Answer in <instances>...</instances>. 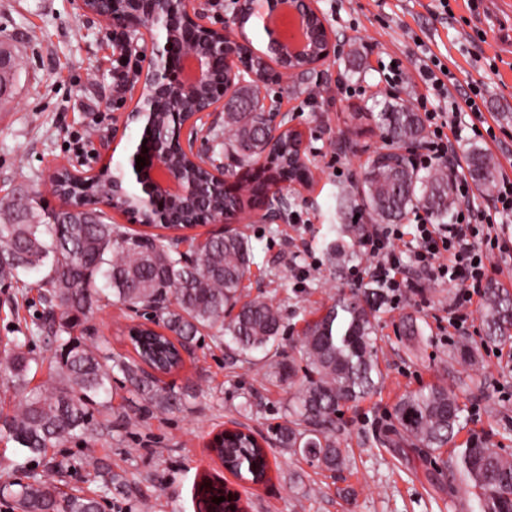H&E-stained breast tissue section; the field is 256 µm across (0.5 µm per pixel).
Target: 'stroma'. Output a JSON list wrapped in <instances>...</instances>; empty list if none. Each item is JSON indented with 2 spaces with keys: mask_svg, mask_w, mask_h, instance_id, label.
<instances>
[{
  "mask_svg": "<svg viewBox=\"0 0 512 512\" xmlns=\"http://www.w3.org/2000/svg\"><path fill=\"white\" fill-rule=\"evenodd\" d=\"M339 50L317 79L284 77L260 94L266 104L290 113L309 145V186L288 189L287 220L269 224L260 204L245 203L234 230L247 233L256 264L244 282L250 296L266 295L282 310L287 337L298 339L340 292L372 287L359 272L367 259L357 254L339 261L328 253L333 224L353 223L359 209L356 185L373 152L382 149L378 105L417 109L420 60L434 57L454 75L453 101L463 102L478 87V111L458 114L462 132L456 163L468 176L472 150L489 154L498 173L512 177V0H317ZM0 41L20 59L11 95L0 98V199L25 194L47 199L55 165L87 170L103 160L128 167L135 136L126 133L111 154L109 139L117 114L112 96L121 70L112 49V32L98 19L80 15L74 0H0ZM402 61L405 84L389 91L382 63ZM456 289L433 283L423 294H406L380 314L379 361L385 374L380 394L343 410L337 421L342 447L351 451L347 469L326 476L286 449L267 445L269 471L258 486L224 471L208 448L212 432L240 419L237 410L251 402L243 420L255 434L270 436L288 416L295 390L266 376L259 366L234 360L223 342L203 334L178 370L162 383L184 392L177 408L146 410L122 375L112 380L115 411L134 425L111 432L92 429L83 439L65 442L47 455L63 462L62 471L42 469L60 491L98 492L84 465L86 453L125 479L108 512H195V486L202 475L234 487L247 512H462L468 496L441 458L418 449L383 443L397 428L393 407L405 392L437 383L463 386L466 430L491 435L512 453V360L498 346L484 343L481 306L472 309L470 328L449 335L442 320ZM43 310L40 288L32 283L0 296V338L14 336ZM426 328L419 347L399 332L407 316ZM141 318L117 303L90 313L84 337L127 357L134 351L131 326ZM477 346L480 360L470 363L463 348Z\"/></svg>",
  "mask_w": 512,
  "mask_h": 512,
  "instance_id": "1",
  "label": "stroma"
}]
</instances>
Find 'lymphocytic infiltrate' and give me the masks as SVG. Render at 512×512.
Segmentation results:
<instances>
[{"mask_svg":"<svg viewBox=\"0 0 512 512\" xmlns=\"http://www.w3.org/2000/svg\"><path fill=\"white\" fill-rule=\"evenodd\" d=\"M463 106L476 109L475 98L469 96L463 104H452L447 114L429 112L426 151L418 158V166L426 169L450 159L454 146L448 132L455 129L454 114ZM455 194L458 204L451 224H432L426 217H419L415 235L417 245L411 252L412 265H405L402 259L405 240L400 225H371L362 240V247L369 259L366 270L383 288L390 304H398L404 293L422 292L431 282L448 280L456 283L458 292L453 306L448 309V325L462 333L469 320L467 307L475 296L481 295L487 278V250L499 245L494 222L496 218L512 216V179H502L488 211L474 204L467 181H457Z\"/></svg>","mask_w":512,"mask_h":512,"instance_id":"obj_1","label":"lymphocytic infiltrate"}]
</instances>
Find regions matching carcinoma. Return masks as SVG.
I'll list each match as a JSON object with an SVG mask.
<instances>
[{"mask_svg": "<svg viewBox=\"0 0 512 512\" xmlns=\"http://www.w3.org/2000/svg\"><path fill=\"white\" fill-rule=\"evenodd\" d=\"M253 91L240 90V108L224 113V148L258 149L264 142L261 113L253 112ZM390 145L418 143L424 139L420 113L392 105L378 114ZM279 177L300 178L289 150L276 155ZM181 165L195 184V194L181 200L179 209L200 221L211 210L232 212L243 207V195H227L214 186L209 173L182 158ZM474 181L490 188L496 165L479 150L469 155ZM265 182L254 176L242 186L255 202L264 195ZM362 210L388 222L402 219L414 208H423L441 222L454 206L447 167L441 165L422 175L396 164L392 153H380L370 162L359 190ZM56 222L34 200L12 198L0 207V287H13L21 277L41 272L44 313L41 331L59 334L50 363L53 384L29 387L32 370L40 362L31 356L33 330L14 336L0 346V383L13 391L12 412L0 411V438L14 442L20 456L0 459V471L23 477L0 483V497L12 501L16 512H98L99 499L84 494L64 495L52 483L27 471V462L46 457L47 449L83 437L92 425L112 424V375L121 373L131 393L155 410L168 411L182 403L184 394L160 384L143 368L148 365L169 374L182 363L179 348L190 346L204 331H215L242 360L260 363L265 374L291 383L296 366L304 375L288 409V420L273 428L275 442L301 455L316 468L336 472L347 465L346 449L336 435L341 409L356 405L376 393L384 380L378 362L377 314L385 304L380 288H352L339 295L319 319L307 324L299 342L284 346L280 307L269 297L243 294V281L254 263L249 238L241 232L210 237L200 257L184 259L178 241L169 235H142L104 216L60 211ZM364 235V222L343 224L329 249L348 258ZM350 241H345L344 237ZM128 308L152 313L160 333L143 325L130 335L138 359L112 355L104 344H87L73 332L82 326L93 305L104 298ZM482 318L486 340L512 341V296L491 287L486 290ZM458 386L437 384L409 391L394 405L399 428L389 442L448 453V470L456 473L478 512H512V454L471 435L455 444L464 408ZM219 453L236 475L254 480L267 467L264 449L246 436L234 434ZM88 475L106 496L122 485L112 471L97 469L89 457Z\"/></svg>", "mask_w": 512, "mask_h": 512, "instance_id": "obj_1", "label": "carcinoma"}]
</instances>
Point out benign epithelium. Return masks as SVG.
Returning <instances> with one entry per match:
<instances>
[{
  "label": "benign epithelium",
  "mask_w": 512,
  "mask_h": 512,
  "mask_svg": "<svg viewBox=\"0 0 512 512\" xmlns=\"http://www.w3.org/2000/svg\"><path fill=\"white\" fill-rule=\"evenodd\" d=\"M82 15L93 16L112 29L115 37V51L124 63L133 66L121 77L123 92L134 97L131 107L125 109L112 126V142H119L125 136L129 125L135 123L150 130L159 112L169 111V105L176 99L194 103L190 111H172L174 120V142L193 162L206 169L230 191L237 182L249 176L250 171L268 170L281 137L293 130L289 113L278 109L265 110V136L267 151L246 163L241 155H229L230 165L220 166L208 161L200 145L215 127L220 114L222 97L214 94L217 84L224 86V95H229L235 85L246 80L255 85L278 82L288 75L308 76L320 72V68L337 52L336 37L316 5V0H290L289 14L302 33V42L292 45L283 33L264 26L268 36L267 52L256 51L244 35L246 18L254 15L264 21L280 13L281 0H230L224 25L209 21L207 5L209 0H76ZM187 30L197 38V50L183 57L179 62H170V34ZM258 56L261 67L253 68L245 60ZM224 60V70L216 74L213 67L215 58ZM142 149L135 147L130 155L131 172H122V183L130 187V181L140 185L138 195L141 206L154 212L156 224H176L178 220L163 203H172L178 197L193 193L186 182L181 168L167 162L168 151L157 149L151 161L143 168L136 167V157ZM239 167L235 181L226 177L229 166ZM110 164L84 171L73 169L67 164L54 168L50 178L53 193L74 209L91 215L108 210L131 218L130 211L119 207L114 194L90 197L82 194L63 193L58 190V179L62 172L69 175L72 183L83 185L85 181L102 179ZM283 181L271 173L265 187L262 202L263 219L277 223L283 219L290 206L284 192Z\"/></svg>",
  "instance_id": "7a95c632"
}]
</instances>
